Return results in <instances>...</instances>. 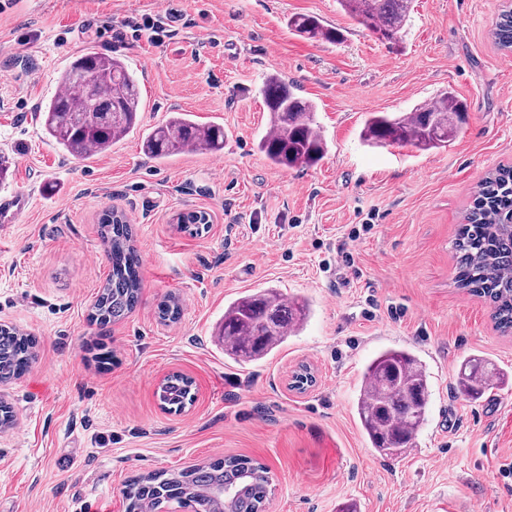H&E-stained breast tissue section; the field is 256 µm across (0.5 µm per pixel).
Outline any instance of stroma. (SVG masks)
<instances>
[{
	"label": "stroma",
	"mask_w": 512,
	"mask_h": 512,
	"mask_svg": "<svg viewBox=\"0 0 512 512\" xmlns=\"http://www.w3.org/2000/svg\"><path fill=\"white\" fill-rule=\"evenodd\" d=\"M176 7L171 39L112 42L96 29ZM504 0H414L389 44L336 0H13L0 12V194L30 204L0 224V323L35 342L19 379L0 384L14 426L0 430V512H128L127 482L244 455L272 477L269 512H512V383L478 401L457 388L465 356L512 373V335L457 288L454 242L488 172L512 165V58L491 30ZM336 29L300 37L290 16ZM121 56L144 127L169 113L224 127L220 154L156 161L140 134L75 158L42 132L38 107L72 60ZM277 73L314 101L327 152L279 169L259 152L260 88ZM452 89L466 120L447 147L372 146L371 112H408ZM130 220L141 295L123 321L90 314L111 268L105 211ZM209 214L199 233L177 215ZM260 288L308 299L302 330L238 363L213 341L224 308ZM176 300L179 313L161 319ZM385 348L421 361L426 420L413 448L381 456L356 413L367 361ZM310 364L316 382L291 390ZM196 396L164 409L162 380ZM288 28L300 36L310 39H322L329 42L340 40L339 34L326 28L321 20L313 15H293L287 22Z\"/></svg>",
	"instance_id": "35a3bbf8"
}]
</instances>
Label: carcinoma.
I'll return each mask as SVG.
<instances>
[{"mask_svg": "<svg viewBox=\"0 0 512 512\" xmlns=\"http://www.w3.org/2000/svg\"><path fill=\"white\" fill-rule=\"evenodd\" d=\"M341 10L360 23H371L390 41L401 38L409 21L412 0H337ZM288 28L300 36L329 42L339 34L313 15H293ZM494 44L512 51V9L505 8L491 30ZM94 78L96 98L112 102L105 123L84 119L87 97L80 87ZM62 92L40 107L42 131L65 152L84 157L104 154L140 127L141 104L136 81L118 56L87 52L66 66L58 77ZM262 97L270 114V134L258 149L270 164L281 169L318 164L327 144L314 120L316 105L298 94V88L277 74L266 77ZM464 107L454 91L403 115L371 112L362 129L369 143L413 144L422 150L448 146ZM144 153L164 160L187 148L219 152L224 149V127L202 124L189 112H172L142 135ZM101 235L108 243L111 270L93 306V318L103 324L123 319L141 294L139 255L125 216L115 210L105 215ZM455 250L458 287L489 302L492 319L504 334L512 332V167H499L477 185L469 211L459 225ZM308 307L296 298H284L274 288L247 293L224 307L218 335L224 354L241 362L270 354L296 332L307 318ZM32 360V344L15 329L0 327V382L17 376ZM459 388L477 401L491 382L503 384L509 374L491 361L470 355L458 367ZM190 386L180 374L167 376L160 400L179 411L190 400ZM428 379L418 358L404 349L379 352L366 366L357 399L361 427L373 448L398 456L411 447L425 421ZM270 471L245 456L200 464L168 477L146 475L128 486L131 509L150 499L157 506L177 501L192 512H256L268 499Z\"/></svg>", "mask_w": 512, "mask_h": 512, "instance_id": "cac0c4a2", "label": "carcinoma"}]
</instances>
